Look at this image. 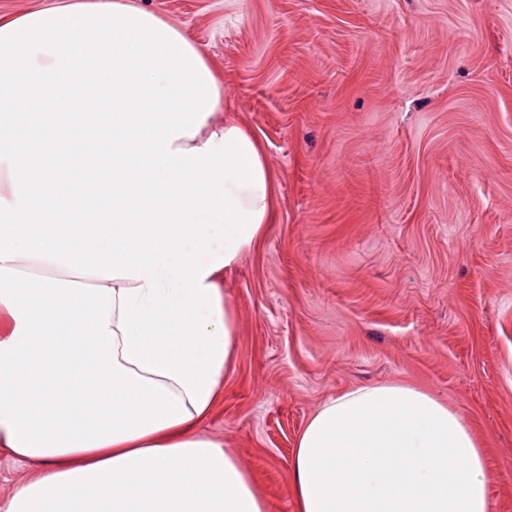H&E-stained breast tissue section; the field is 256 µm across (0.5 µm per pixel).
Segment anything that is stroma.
<instances>
[{
  "mask_svg": "<svg viewBox=\"0 0 512 512\" xmlns=\"http://www.w3.org/2000/svg\"><path fill=\"white\" fill-rule=\"evenodd\" d=\"M224 80L276 219L220 286L239 336L198 426L296 512L318 407L403 384L458 412L512 512V0H135Z\"/></svg>",
  "mask_w": 512,
  "mask_h": 512,
  "instance_id": "obj_1",
  "label": "stroma"
}]
</instances>
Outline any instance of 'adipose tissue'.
Wrapping results in <instances>:
<instances>
[{
  "label": "adipose tissue",
  "mask_w": 512,
  "mask_h": 512,
  "mask_svg": "<svg viewBox=\"0 0 512 512\" xmlns=\"http://www.w3.org/2000/svg\"><path fill=\"white\" fill-rule=\"evenodd\" d=\"M224 84L126 0L0 23V451L34 462L0 512H266L200 434L238 317L219 279L274 219L272 173ZM298 512H488L464 419L416 388L324 402Z\"/></svg>",
  "instance_id": "1"
}]
</instances>
